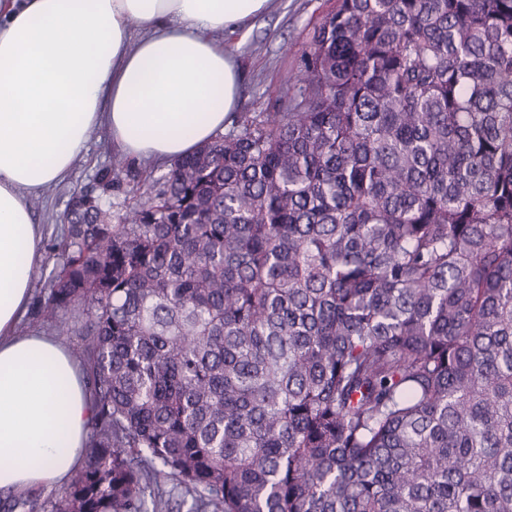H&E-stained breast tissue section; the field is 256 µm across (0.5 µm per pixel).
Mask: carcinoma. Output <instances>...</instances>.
Returning <instances> with one entry per match:
<instances>
[{
  "mask_svg": "<svg viewBox=\"0 0 512 512\" xmlns=\"http://www.w3.org/2000/svg\"><path fill=\"white\" fill-rule=\"evenodd\" d=\"M64 215L85 464L13 512H512V0H336L275 112Z\"/></svg>",
  "mask_w": 512,
  "mask_h": 512,
  "instance_id": "1",
  "label": "carcinoma"
}]
</instances>
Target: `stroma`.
Here are the masks:
<instances>
[{
    "label": "stroma",
    "mask_w": 512,
    "mask_h": 512,
    "mask_svg": "<svg viewBox=\"0 0 512 512\" xmlns=\"http://www.w3.org/2000/svg\"><path fill=\"white\" fill-rule=\"evenodd\" d=\"M334 4L335 0H273L269 13L252 27L217 34V41L236 55L242 69L239 113L256 116L275 111L289 76L299 70L314 29ZM116 155L107 128L95 129L66 179L31 199L30 207L36 223L43 226L45 243L61 237L62 216L73 194L95 187L98 174L111 167ZM169 169L165 162H131L129 170L121 173L119 186L106 196V205L111 206L113 215L125 213L135 202L138 181L147 176L161 178Z\"/></svg>",
    "instance_id": "1"
}]
</instances>
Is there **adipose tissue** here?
Returning <instances> with one entry per match:
<instances>
[{"mask_svg":"<svg viewBox=\"0 0 512 512\" xmlns=\"http://www.w3.org/2000/svg\"><path fill=\"white\" fill-rule=\"evenodd\" d=\"M271 0H0V490L65 484L94 414L55 337L18 331L43 230L28 204L107 126L127 158L177 161L223 133L241 72L218 33Z\"/></svg>","mask_w":512,"mask_h":512,"instance_id":"ef3b65f1","label":"adipose tissue"}]
</instances>
